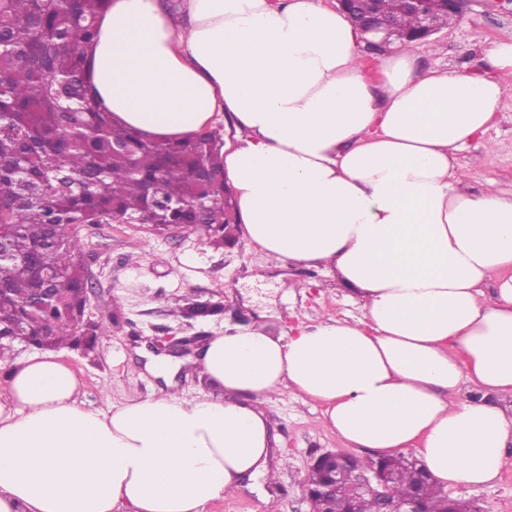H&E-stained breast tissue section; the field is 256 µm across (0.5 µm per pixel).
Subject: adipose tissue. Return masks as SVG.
<instances>
[{"label": "adipose tissue", "mask_w": 512, "mask_h": 512, "mask_svg": "<svg viewBox=\"0 0 512 512\" xmlns=\"http://www.w3.org/2000/svg\"><path fill=\"white\" fill-rule=\"evenodd\" d=\"M85 81L101 111L154 140L227 121L224 172L241 240L332 266L362 319L197 350L214 392L90 409L52 350L0 377V512H204L267 462L258 403L326 407L344 443L417 451L437 482L481 485L512 456V193L472 191L457 152L512 88V41L474 73L423 70L416 51H363L320 0H109ZM495 279L492 295L482 286ZM481 398L453 402L462 383Z\"/></svg>", "instance_id": "adipose-tissue-1"}]
</instances>
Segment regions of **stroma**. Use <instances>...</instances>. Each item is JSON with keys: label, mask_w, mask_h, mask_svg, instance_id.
<instances>
[{"label": "stroma", "mask_w": 512, "mask_h": 512, "mask_svg": "<svg viewBox=\"0 0 512 512\" xmlns=\"http://www.w3.org/2000/svg\"><path fill=\"white\" fill-rule=\"evenodd\" d=\"M512 40V5L505 0H470L461 22L418 43L422 67L473 70L484 49ZM473 189L492 178L512 192V91L505 93L494 127L457 154ZM94 285L89 313L106 323L108 336L93 351L61 348L83 381L81 399L91 409L157 395L159 380L143 374L136 349L161 336L208 337L228 326L264 322L286 334L328 320H358L359 295L345 288L336 270L283 263L261 249L212 246L198 234H155L137 224H98L80 232ZM221 304L205 320L174 316L185 298ZM281 447L271 463L265 495L245 490L212 502L205 512H309L305 477L312 459L346 446L327 426L325 408L299 396L275 395L263 406ZM453 498L472 500L490 512H512V463L492 482L448 488Z\"/></svg>", "instance_id": "obj_1"}]
</instances>
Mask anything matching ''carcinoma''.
Here are the masks:
<instances>
[{
  "label": "carcinoma",
  "mask_w": 512,
  "mask_h": 512,
  "mask_svg": "<svg viewBox=\"0 0 512 512\" xmlns=\"http://www.w3.org/2000/svg\"><path fill=\"white\" fill-rule=\"evenodd\" d=\"M106 0H0V330L16 325L53 347H74L84 301L79 224H178L224 243L237 222L224 180L221 129L179 141L145 139L115 123L88 95L84 54L97 35ZM412 31L418 17L402 0L362 3ZM35 288H62L65 300L41 304ZM217 305L191 301L187 319L215 315ZM88 342L106 329L94 324ZM398 498L411 495L416 471L393 459ZM429 506L444 508L440 487L423 488ZM336 512H381L361 496L336 499Z\"/></svg>",
  "instance_id": "1"
}]
</instances>
